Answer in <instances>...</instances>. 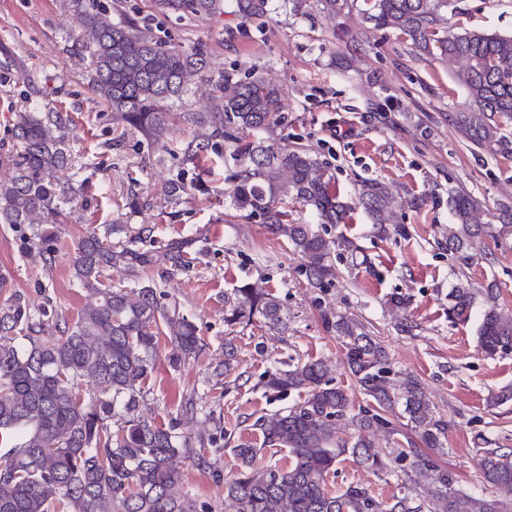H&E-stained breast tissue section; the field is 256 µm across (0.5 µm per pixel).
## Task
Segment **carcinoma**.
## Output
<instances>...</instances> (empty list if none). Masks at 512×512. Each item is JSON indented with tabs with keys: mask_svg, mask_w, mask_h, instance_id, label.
<instances>
[{
	"mask_svg": "<svg viewBox=\"0 0 512 512\" xmlns=\"http://www.w3.org/2000/svg\"><path fill=\"white\" fill-rule=\"evenodd\" d=\"M270 0H160L164 11L214 15L229 8L243 20L268 13ZM361 3L359 13L379 29L404 35L420 56L460 61L455 80L469 99L456 124L478 148L493 154L512 153L504 126L512 121V34L441 26L440 12L449 0H316L319 11L336 20ZM78 46L90 51L93 91L121 120L159 141L177 113L170 102L188 90L191 78L208 66L203 51L188 53L161 42L134 23H112L85 17ZM223 95L216 112H186L191 125L208 129L206 140H232L224 161L233 168L227 194L232 206L263 218L270 233L288 239L302 259V273L315 288L333 274V255L350 249L328 227L346 224L353 207L373 221L376 232L388 234L392 211L388 187L363 182L356 205L344 201L335 177L317 155L303 145H289L273 136L275 117L285 108L282 89L257 70L245 78L224 72ZM67 112H19L12 130L10 172L0 175V224L36 225L23 236L22 250L37 252L44 263L55 261L56 226L66 221L64 205L74 188L52 178L68 165ZM241 133L234 136L233 132ZM300 204L314 212L320 227L288 222L283 205ZM455 224L448 233V252L467 265L488 256L485 237L512 236V207L501 210L496 227L479 217V203L470 195L448 194ZM117 224L87 231L75 244L72 269L90 302L73 322L52 305L33 312L29 300L14 295L0 304V512H198L193 500L177 488L187 459L206 465L190 451L189 437L179 424L159 427L138 414L143 385L155 365L158 336L170 345L169 364L178 367L201 350L196 324L155 283L114 288L102 281L106 268L128 272L156 264L154 250L136 246L150 235L147 224L136 235L114 240ZM196 240H171L165 250L169 265L160 277L185 269ZM482 297L478 335L490 356L512 353V314L497 303L494 285L475 289L460 279L452 288L448 321L465 320ZM261 316L273 327L284 324L281 306L272 295L244 284L236 289L225 321L247 323ZM326 329L341 339L351 373L369 403L352 408L346 391L332 383L326 365L299 361L262 382L267 392L295 393L298 401L285 410L257 417L250 427L265 444L288 451L284 466L255 467L260 449H234L240 461L237 478L224 484L232 512H508L512 504V448L482 451L479 466L490 495L476 497L454 487L455 479L426 450L443 448L448 421L434 414L420 382L409 376L395 386L387 376L383 347L364 325L347 315H322ZM92 380L98 394L81 398L80 385ZM118 420L112 431L110 420ZM352 436L341 439L336 424ZM382 433L406 445L380 448L372 435ZM391 472L390 463L411 460L420 474L431 473L432 499L425 503L410 492L379 499L367 488L349 486L333 493L326 476L338 459Z\"/></svg>",
	"mask_w": 512,
	"mask_h": 512,
	"instance_id": "obj_1",
	"label": "carcinoma"
}]
</instances>
